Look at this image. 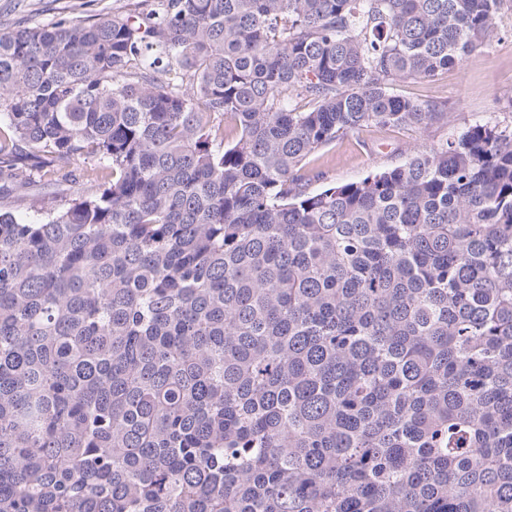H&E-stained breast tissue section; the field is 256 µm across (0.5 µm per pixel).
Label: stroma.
I'll return each mask as SVG.
<instances>
[{
  "label": "stroma",
  "mask_w": 512,
  "mask_h": 512,
  "mask_svg": "<svg viewBox=\"0 0 512 512\" xmlns=\"http://www.w3.org/2000/svg\"><path fill=\"white\" fill-rule=\"evenodd\" d=\"M118 6L119 0H0V32L20 21L43 24L58 13L71 19H108ZM496 28L491 44L471 52L460 65L430 80L405 79L394 85L398 95L447 103V123L435 125L425 134L404 128L364 127L311 155V168L342 185L401 165L420 144L455 139L474 123L511 128L512 0H504Z\"/></svg>",
  "instance_id": "1"
}]
</instances>
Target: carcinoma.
<instances>
[{
	"label": "carcinoma",
	"instance_id": "1",
	"mask_svg": "<svg viewBox=\"0 0 512 512\" xmlns=\"http://www.w3.org/2000/svg\"><path fill=\"white\" fill-rule=\"evenodd\" d=\"M503 2L0 32V193L90 162L65 209H0V512H512V129L307 167L447 122L392 86L489 45Z\"/></svg>",
	"mask_w": 512,
	"mask_h": 512
}]
</instances>
